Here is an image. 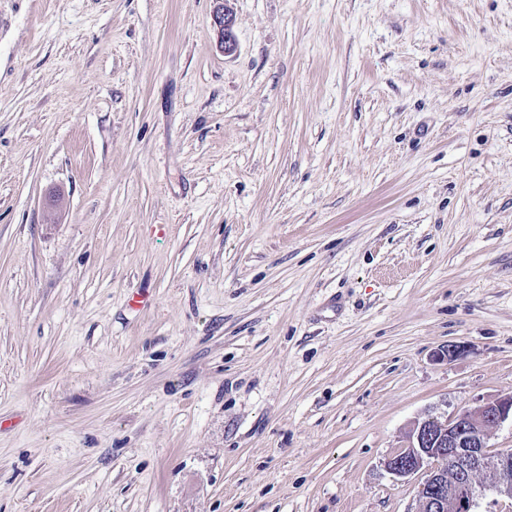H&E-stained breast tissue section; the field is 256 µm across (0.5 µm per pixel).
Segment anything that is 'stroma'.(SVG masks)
<instances>
[{"instance_id": "obj_1", "label": "stroma", "mask_w": 512, "mask_h": 512, "mask_svg": "<svg viewBox=\"0 0 512 512\" xmlns=\"http://www.w3.org/2000/svg\"><path fill=\"white\" fill-rule=\"evenodd\" d=\"M214 5L0 0V512H414L512 393V0ZM214 1H216L217 7L214 9L212 14V24L221 35L222 44H224V51L229 53L232 52L236 46L233 17L229 11H224L223 0ZM509 419L512 424V394L463 408L449 419L427 415L413 423L406 445L385 458L384 467L397 477L423 476L414 512H493L477 509L487 492L489 505L499 499L512 503V449L492 456L487 433ZM491 464V484L477 485L475 476Z\"/></svg>"}]
</instances>
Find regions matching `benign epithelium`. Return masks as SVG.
<instances>
[{
	"label": "benign epithelium",
	"mask_w": 512,
	"mask_h": 512,
	"mask_svg": "<svg viewBox=\"0 0 512 512\" xmlns=\"http://www.w3.org/2000/svg\"><path fill=\"white\" fill-rule=\"evenodd\" d=\"M212 24L221 35L224 51L235 49L232 14L216 0ZM512 420V394L490 398L466 407L451 418L428 415L413 423L406 445L384 460L392 475H419L415 512H479L480 500L489 504L512 501V449L490 454L487 433ZM493 467L490 485H478L477 473Z\"/></svg>",
	"instance_id": "benign-epithelium-1"
}]
</instances>
